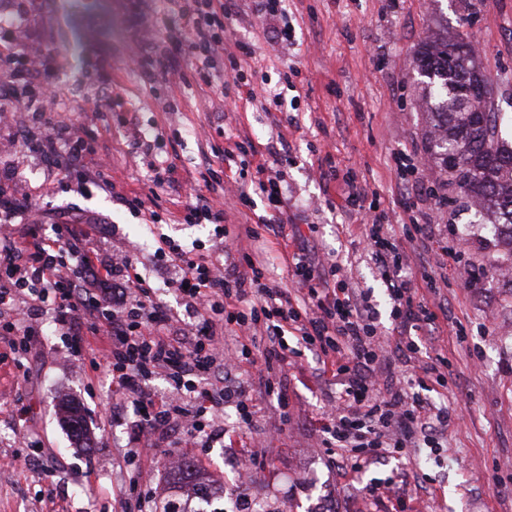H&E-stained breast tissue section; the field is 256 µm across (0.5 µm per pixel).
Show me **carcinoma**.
Returning <instances> with one entry per match:
<instances>
[{"instance_id":"carcinoma-1","label":"carcinoma","mask_w":512,"mask_h":512,"mask_svg":"<svg viewBox=\"0 0 512 512\" xmlns=\"http://www.w3.org/2000/svg\"><path fill=\"white\" fill-rule=\"evenodd\" d=\"M419 74L425 78V98L434 109L433 145L440 167L450 175L460 192L499 214L497 223L506 228L512 246V144L502 137L500 113L496 112L484 80L475 65L468 38L460 33L422 44ZM63 417L75 440L86 435L81 408L67 402ZM197 491L202 502L215 495L194 469L186 467L170 482L173 496L185 488Z\"/></svg>"}]
</instances>
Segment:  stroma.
Returning <instances> with one entry per match:
<instances>
[{"mask_svg":"<svg viewBox=\"0 0 512 512\" xmlns=\"http://www.w3.org/2000/svg\"><path fill=\"white\" fill-rule=\"evenodd\" d=\"M16 9L15 0H0V50L22 37L30 51L55 56L59 93L50 117L96 133V158L109 163L112 184L60 182L57 170L19 147L0 158L13 173L7 191L37 193L31 218L42 225L94 223L102 258L135 248L140 272L160 285L161 299L176 313L184 308L164 285L159 239L194 244L204 253L219 245L213 225L180 221L185 203L200 194L224 209L230 225L270 217L266 199L254 197L242 214L205 180L212 169L227 179L253 178L257 163L283 142L288 238L264 242L275 259L268 277L279 286L295 288L291 242L303 238L319 259L342 267L351 287L374 306L379 330L390 333L391 306L364 248L367 228L342 206L338 178L349 172L379 196L396 238L404 237L410 215L430 213L438 198L443 208L435 237L451 249L457 240L466 242L460 254L431 256L426 271L437 289L417 293L429 307H448L441 336L428 346L430 355L448 360L445 387L428 394L450 418L439 450L407 448L344 473L313 428L337 387L317 380L320 363L305 351L295 364L246 366L230 380L255 390L267 377L282 381L291 420L280 442L265 444L279 412L275 401L260 396L252 424L227 408L226 435L181 448L182 464L222 489L225 501L244 494L269 512H391L390 502L374 501L366 487L400 475L415 512H512V283L494 272L511 255L433 160L417 67L428 36L469 33L496 109L511 117L512 0H277L271 11L266 0H224L220 96L176 72L149 82L136 68L140 17H171L178 10L172 0H38L24 15ZM284 28L291 41L281 40ZM240 42L255 50L246 78L264 85L278 107L265 108L266 96L249 99L237 86L232 55ZM105 69L112 73L108 95L100 83ZM232 140L250 142L252 152L219 158ZM399 153L428 159L424 179L434 196L407 201L393 172ZM167 162L175 172L168 184L154 187V167ZM329 169L337 179H322ZM135 195L145 200L138 214L122 203ZM43 330L17 354L0 339V457L16 460L10 478L0 481V512H121L146 494L160 504L173 470L161 453L134 458L131 403L113 395L109 373L74 354L75 339L54 313L45 315ZM20 397L29 407L22 423L16 418ZM65 399L84 409L87 447H76L60 421ZM241 449L260 456L247 481L231 461Z\"/></svg>","mask_w":512,"mask_h":512,"instance_id":"obj_1","label":"stroma"}]
</instances>
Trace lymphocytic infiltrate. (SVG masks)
<instances>
[{
    "label": "lymphocytic infiltrate",
    "instance_id": "f902f5d3",
    "mask_svg": "<svg viewBox=\"0 0 512 512\" xmlns=\"http://www.w3.org/2000/svg\"><path fill=\"white\" fill-rule=\"evenodd\" d=\"M181 24L168 27V47L158 51L152 38L143 39L135 60L145 80L159 72L177 70L187 62L202 84L218 87L224 70V0H194ZM56 93V66L51 55L31 59L24 45L0 56V112L18 107L43 108L46 97ZM48 168L66 156V177L84 181L83 161L94 155L88 129L71 124L51 129L21 142ZM346 206L369 216L367 239L381 281L391 303L395 348L406 358L421 350L422 335L438 331V316L417 298L412 276L405 269L410 256L402 241L385 236L387 213L369 203L366 189L354 176L342 179ZM266 196L272 210L270 224H249L229 236L223 209L211 206L204 196L183 208L187 224L214 225L224 238L223 260L197 249L166 240L164 256L171 268L169 284L178 291L189 315L184 325L174 323L170 308L160 300L158 287L138 270L134 251L110 260L99 257L92 233L74 224H54L49 232L33 228L29 237H0V336L14 351H25L41 330L44 311L55 314L71 335L88 337L87 350L94 367H106L119 390L128 392L140 416L138 434L180 425L188 440L207 435L209 418L224 406L235 408L242 423L253 418L255 399L250 391L205 383L202 373L217 363L225 339H232L233 361L251 360L261 353L265 362L286 360V330L299 333L306 349L320 358L340 391L328 424L320 428L322 443L335 449L342 468L357 472L374 458L423 442L437 444L448 429L446 409H432L414 394L389 388L375 391V363L384 341L378 334L375 313L356 289L330 286L339 265H323L305 253L292 255L295 289L269 283L268 261L255 260L248 242L263 233L285 237L284 192L276 162L257 164L250 181H229L224 193L234 206H248L252 193ZM113 284L111 304L105 305L80 286L85 274ZM164 375L168 393L146 390L145 380Z\"/></svg>",
    "mask_w": 512,
    "mask_h": 512
}]
</instances>
